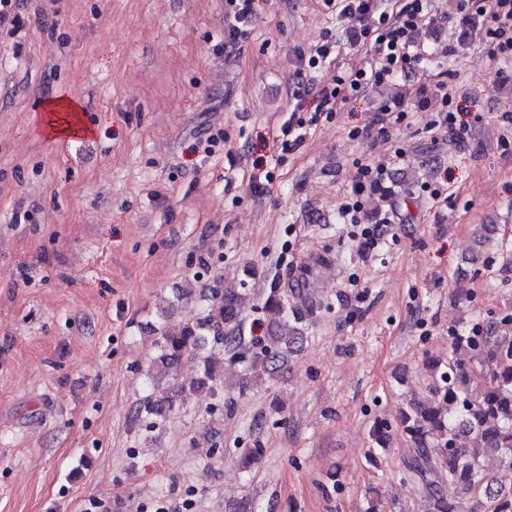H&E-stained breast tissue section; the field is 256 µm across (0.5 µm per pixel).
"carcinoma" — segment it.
<instances>
[{
	"mask_svg": "<svg viewBox=\"0 0 512 512\" xmlns=\"http://www.w3.org/2000/svg\"><path fill=\"white\" fill-rule=\"evenodd\" d=\"M247 280L224 279L198 289L205 309L178 325H164L149 360L150 393L137 413L163 416L194 394H213L224 386V364L262 359L287 363L303 339L302 323L314 312L305 284L271 288L264 308L274 315L267 335H244L242 304L251 298ZM200 358L188 381L173 375L181 360ZM431 383L423 399L399 414L400 425L413 447L404 480L430 512H458L456 497L481 501L484 512H512V336L500 333L493 321H478L455 330L448 359L428 363ZM480 395L471 398L472 387ZM473 437L472 446L459 443ZM490 453L500 458L497 475H485L482 462Z\"/></svg>",
	"mask_w": 512,
	"mask_h": 512,
	"instance_id": "cac0c4a2",
	"label": "carcinoma"
}]
</instances>
